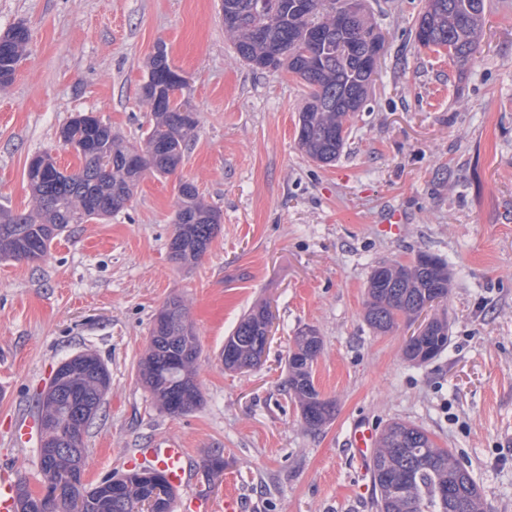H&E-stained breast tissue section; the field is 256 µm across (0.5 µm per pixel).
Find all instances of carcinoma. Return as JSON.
Instances as JSON below:
<instances>
[{
  "label": "carcinoma",
  "mask_w": 512,
  "mask_h": 512,
  "mask_svg": "<svg viewBox=\"0 0 512 512\" xmlns=\"http://www.w3.org/2000/svg\"><path fill=\"white\" fill-rule=\"evenodd\" d=\"M258 2L221 0V11L233 15L224 24V33L252 69L284 68L305 83L309 92L299 112L298 144L311 159L334 162L349 141L350 113L364 109L376 74L364 61L367 46L381 54L383 36L365 0H267L266 15L258 11ZM485 14L486 0H427L410 33L419 47H444L464 66L477 53ZM29 41L22 24L0 36V88L11 82ZM147 70L150 83L142 89V98L152 122L142 133V145L126 144L96 116L79 113L70 118L59 136L79 144L90 135L95 148L78 152L82 166L72 173L45 156L49 174L27 178L35 202L32 211L0 206L1 260L40 259L68 225L121 211L147 172L170 174L178 168L194 140L198 119L187 100L177 97L185 83L173 79L177 67L168 56L152 55ZM220 224V211L201 199L196 185L179 183L171 259L181 264L197 261ZM448 285V263L439 257L421 254L411 262L387 264L381 276H369L365 320L378 331H390L400 320L411 322L433 303L446 300ZM165 309L166 318L153 323L139 375L161 410L178 416L201 404L196 382L201 348L183 300L173 297ZM270 321L263 303L242 317L220 352L225 369H236L240 359L251 358L264 347ZM447 346L448 322L434 316L420 338L406 341L404 355L410 361H431ZM320 352L321 347L313 348L297 336L288 355V389L310 430L321 429L335 414L334 404L323 398L313 380L312 367ZM69 361V387L38 407L44 420L43 484L53 486L56 494L43 498L21 481L16 504L22 508L17 512H74L78 502L82 512H137L138 503L151 493L150 483L140 476H162L163 471L128 472V485L118 494L98 483L81 484L73 475L64 436L83 437L89 427L83 412L100 407L111 378L93 353H80ZM372 480L377 512H482L478 489L452 452L437 447L426 431L412 425L395 422L382 432L373 455Z\"/></svg>",
  "instance_id": "carcinoma-1"
}]
</instances>
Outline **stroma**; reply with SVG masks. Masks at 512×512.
<instances>
[{
    "mask_svg": "<svg viewBox=\"0 0 512 512\" xmlns=\"http://www.w3.org/2000/svg\"><path fill=\"white\" fill-rule=\"evenodd\" d=\"M384 36L369 109L329 164L297 143L308 90L284 70L253 71L224 35L221 0H0V33L24 24L29 50L0 91V205L28 210L26 167L50 154L81 161L60 128L79 112L138 141L149 123L141 87L157 46L188 81L199 125L171 174L146 173L119 213L73 224L37 261H0V465L42 486L39 435L20 419L56 367L91 351L112 378L85 435V479L125 472L135 449L181 442L187 498L234 493L246 512H377L369 469L351 457L352 423L424 429L452 451L486 512H512V0H487L480 49L459 66L416 46L424 0H367ZM196 184L222 224L194 264L170 258L179 182ZM397 218L398 229L381 223ZM429 253L448 263L434 314L449 343L433 361L404 356L414 331L364 318L369 275ZM181 297L202 348L193 412L161 413L138 376L153 320ZM268 303L272 335L259 368L219 358L241 315ZM322 338L313 366L334 418L308 430L288 395L297 332ZM224 472L207 477L208 455Z\"/></svg>",
    "mask_w": 512,
    "mask_h": 512,
    "instance_id": "1",
    "label": "stroma"
}]
</instances>
